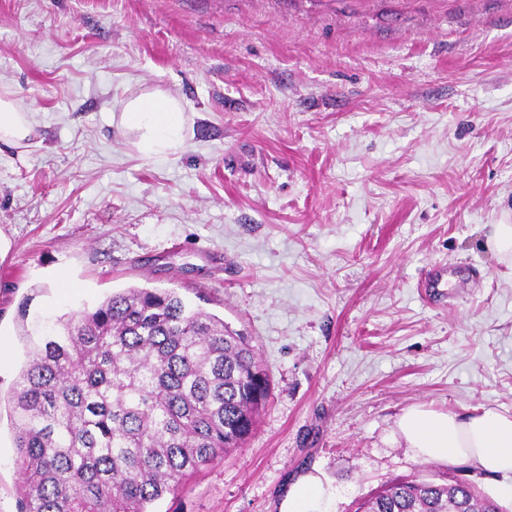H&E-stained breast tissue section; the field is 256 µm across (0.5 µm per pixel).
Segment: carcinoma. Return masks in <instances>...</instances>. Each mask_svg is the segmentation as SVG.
<instances>
[{
  "mask_svg": "<svg viewBox=\"0 0 512 512\" xmlns=\"http://www.w3.org/2000/svg\"><path fill=\"white\" fill-rule=\"evenodd\" d=\"M11 390L21 512H149L242 447L270 399L251 339L175 288H126L27 334ZM465 483L423 479L357 512H493Z\"/></svg>",
  "mask_w": 512,
  "mask_h": 512,
  "instance_id": "carcinoma-1",
  "label": "carcinoma"
}]
</instances>
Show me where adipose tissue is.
I'll use <instances>...</instances> for the list:
<instances>
[{
    "label": "adipose tissue",
    "mask_w": 512,
    "mask_h": 512,
    "mask_svg": "<svg viewBox=\"0 0 512 512\" xmlns=\"http://www.w3.org/2000/svg\"><path fill=\"white\" fill-rule=\"evenodd\" d=\"M121 127L133 134L137 152L162 159L181 151L187 140L185 103L161 89L119 100ZM31 112L23 110L11 91L0 88V145L27 146L33 134ZM397 430L418 457L447 465L467 463L501 476L499 492L512 499V416L493 409L464 417L423 405L403 410ZM336 492L319 475H302L289 488L279 512H333Z\"/></svg>",
    "instance_id": "ef3b65f1"
}]
</instances>
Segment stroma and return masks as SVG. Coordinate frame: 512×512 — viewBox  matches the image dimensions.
Segmentation results:
<instances>
[{
    "instance_id": "1",
    "label": "stroma",
    "mask_w": 512,
    "mask_h": 512,
    "mask_svg": "<svg viewBox=\"0 0 512 512\" xmlns=\"http://www.w3.org/2000/svg\"><path fill=\"white\" fill-rule=\"evenodd\" d=\"M0 394L38 315L130 287L204 289L254 339L253 437L151 512H278L320 472L334 512L393 482L500 477L414 456L412 405L512 415V0H0ZM182 97L183 151L140 155L117 99ZM456 268L444 295L420 281ZM30 300L28 317L19 306ZM0 414V512H18ZM33 129V112L23 110L11 91L0 88V144L6 147H26ZM491 248L505 262L512 263V224L494 225L493 233L488 240Z\"/></svg>"
}]
</instances>
